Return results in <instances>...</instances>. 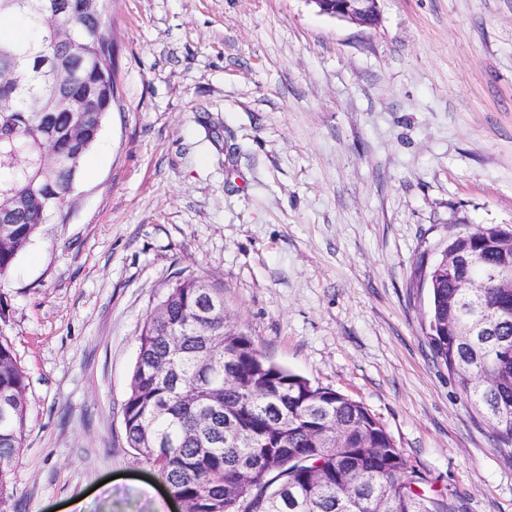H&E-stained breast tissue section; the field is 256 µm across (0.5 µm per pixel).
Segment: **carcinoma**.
<instances>
[{
	"instance_id": "1",
	"label": "carcinoma",
	"mask_w": 512,
	"mask_h": 512,
	"mask_svg": "<svg viewBox=\"0 0 512 512\" xmlns=\"http://www.w3.org/2000/svg\"><path fill=\"white\" fill-rule=\"evenodd\" d=\"M112 0H14L0 17L24 23L25 41L0 40V206L13 210L0 230V279L61 210L94 146L117 86L112 59ZM83 59L76 80L97 95L98 111L55 112L43 121L33 104L62 93L57 72ZM469 276L512 262V250L485 233L471 238ZM436 361L454 375L470 407L512 449V318L498 335L457 336L462 320L512 311V292L482 288L452 305L457 277L436 272ZM0 304V512H9L11 465L24 442L27 377ZM128 447L189 512H459L418 490L420 476L369 410L329 387L314 386L265 360L255 340L227 324L224 297L193 277H177L144 323L122 406ZM234 427L249 438L224 440Z\"/></svg>"
}]
</instances>
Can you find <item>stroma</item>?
I'll return each mask as SVG.
<instances>
[{
  "mask_svg": "<svg viewBox=\"0 0 512 512\" xmlns=\"http://www.w3.org/2000/svg\"><path fill=\"white\" fill-rule=\"evenodd\" d=\"M117 95L68 202L0 281L27 376L10 512H156L125 442L146 317L221 289L275 364L362 403L429 497L512 512L424 333L452 233L512 226V0H112ZM379 0H312L320 13L349 20L362 25L378 18Z\"/></svg>",
  "mask_w": 512,
  "mask_h": 512,
  "instance_id": "stroma-1",
  "label": "stroma"
}]
</instances>
